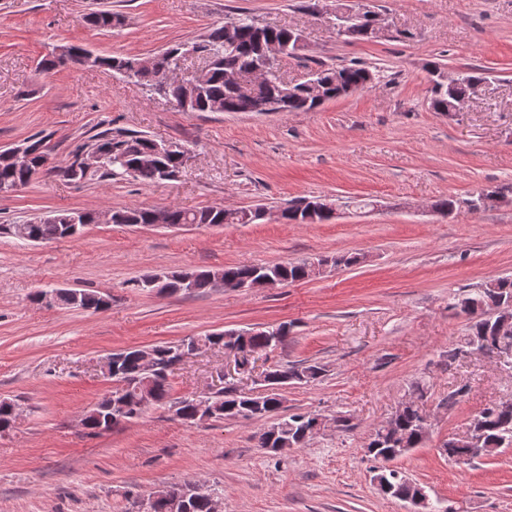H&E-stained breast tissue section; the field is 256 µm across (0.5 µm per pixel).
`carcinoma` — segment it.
<instances>
[{
    "label": "carcinoma",
    "mask_w": 512,
    "mask_h": 512,
    "mask_svg": "<svg viewBox=\"0 0 512 512\" xmlns=\"http://www.w3.org/2000/svg\"><path fill=\"white\" fill-rule=\"evenodd\" d=\"M84 21L99 29H110L121 23V15L110 9H99L84 16ZM299 31L290 26H270L259 23L255 17L243 12L224 21L223 24L211 28L199 39L201 51L210 58V68L204 75V80L192 90L170 83L162 86L158 82L161 69L175 64L176 56L173 49L155 55V65L152 68L134 69L135 58L97 56V64L109 70L121 68L130 69L129 78L156 94L175 103L190 98L191 112H254L261 105H267L276 112H308L326 101L345 96V91L351 92L365 89L366 85L376 78L383 77L380 70L370 68L360 62L347 65L329 66L323 63L315 69L314 75L303 86L294 87L288 91L279 79L278 73L273 72L266 78L256 75L257 69L263 64V47L268 43H277L284 47L287 55L295 56L302 49L298 44ZM348 43L374 40L369 30V23L363 19L353 24L343 36ZM426 68L430 74L429 108L442 114L448 110L457 99L470 93V86L483 80L478 68H469L462 72L461 81L450 84L446 79L448 71L438 62H429ZM232 72L239 77V82L232 84L226 79V73ZM32 157L25 166L12 167L0 165V187H25L32 179L40 174L41 153L40 145L47 142L48 137L33 135ZM90 146L98 149L104 156L103 176L130 177L143 185H149L161 180L157 168L140 164L141 156L153 148V138L145 134L127 133L114 135L108 131L93 136ZM116 224H208L210 226L223 224H253L261 220L259 211L237 216L232 211L222 207H208L200 210H185L176 207H133L115 210L112 213ZM0 231L18 240L29 242H50L68 237L65 224L62 221L39 224H1ZM311 262H287L275 265L239 264L218 269L181 270L177 275L190 279L189 289L181 290L182 295L205 293L216 287L215 277L222 274L229 280L245 281L258 273L271 275L280 282H298L312 277ZM59 301L67 308L83 311H99L104 309L102 294L98 292H79L78 302H73L69 292L58 294ZM502 301L512 303V278L500 277L485 283V287L476 288L464 294L453 307L464 302L474 305ZM265 329L251 330L249 336H239L231 342L225 341L224 333H211L204 336L207 346L231 345L239 349L249 348L264 350L267 348ZM481 339L496 340L493 329L484 320L472 318L469 333L464 344L469 345ZM116 370L110 376L115 386L107 390L92 408L96 415L89 417L83 429L91 435H99L110 431L123 422H130L142 416L148 404L163 406L170 402L171 371L159 369L153 372L147 370L141 361V349L128 348L114 353ZM324 375V368L317 363H297L286 367L274 366L271 371L272 382L280 387L290 383H310ZM176 412L179 419L195 424L203 420L221 421L241 413L251 417H271L272 426L276 427L274 448H300L305 445L302 441L305 423L309 422L311 413L298 412L289 415L281 414L282 398L274 391L267 394L248 397L238 393L233 388L212 398V411L204 416L197 413L193 399L185 397L177 402ZM14 400L0 399V432L9 431L16 423ZM399 432L396 437L385 435L382 428L374 431L369 447L377 449V453L368 457L378 459L380 455H389L392 459L404 456L403 448H418L425 441L421 425V409L407 406L399 422ZM483 446L486 448H502V441L512 442V408L488 406L483 409L480 424ZM188 492L192 512H213L217 501L210 489H202L199 485L186 482L182 484Z\"/></svg>",
    "instance_id": "1"
}]
</instances>
